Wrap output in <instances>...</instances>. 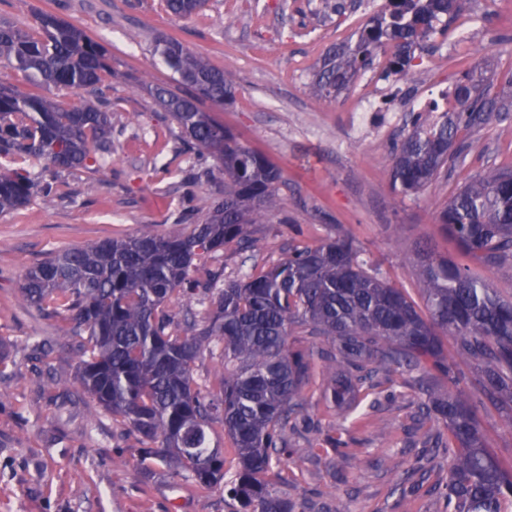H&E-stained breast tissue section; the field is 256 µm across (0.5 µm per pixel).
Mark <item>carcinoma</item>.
<instances>
[{"mask_svg": "<svg viewBox=\"0 0 512 512\" xmlns=\"http://www.w3.org/2000/svg\"><path fill=\"white\" fill-rule=\"evenodd\" d=\"M171 14L189 19L208 0H165ZM462 0H385L362 26L355 46L330 52L312 92L327 97L347 87L391 50L389 75H409L415 50L452 19ZM157 50L186 91L165 87L155 96L188 144L213 157L224 173V197L204 203L189 231L159 233L147 225L125 238L62 249L27 269L23 299L86 333L78 379L112 419L138 436L139 460L159 462L172 475L206 488L224 486L233 512H307L305 502L281 491L280 460L292 454L289 434L313 433L304 389L321 378L327 403L352 417V428L372 425L371 412L410 389L424 433L426 464L406 474L392 512L429 485L439 512H512V472L490 451L478 412L497 407L512 428V301L501 299L477 268L512 257V171L491 169L464 185L438 213V223L467 263L419 250L424 309L364 268L353 238L338 233L315 247L293 246L269 268L244 276L207 271L200 260L229 244L251 247L252 226L279 205L280 169L254 153L204 110L224 105L235 86L224 72L175 38ZM27 73L33 86L98 91L109 69L102 46L67 18L43 12L29 31L0 21V61ZM459 106L430 127L412 121L390 158L393 185L415 193L436 180L458 151L460 127L485 120V91L459 83L449 92ZM112 145L111 112L94 102L65 108L36 91L0 86V212L37 196L52 202L53 186L31 179L17 162L54 171L98 169ZM216 294L197 334L174 320L172 297ZM478 371L479 389L453 392L461 373L448 361L442 337ZM221 346L219 399L197 384L193 366L202 343ZM230 437L228 460L211 446V422ZM453 451L448 471L433 460ZM312 456L349 454L342 429L308 442ZM231 462L234 473L225 469Z\"/></svg>", "mask_w": 512, "mask_h": 512, "instance_id": "carcinoma-1", "label": "carcinoma"}]
</instances>
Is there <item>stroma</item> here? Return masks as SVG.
<instances>
[{
	"mask_svg": "<svg viewBox=\"0 0 512 512\" xmlns=\"http://www.w3.org/2000/svg\"><path fill=\"white\" fill-rule=\"evenodd\" d=\"M337 2L209 0L182 20L164 0H0V19L16 28L60 10L100 43L110 65L100 96L112 104V155L103 168L60 172L51 204L36 198L0 213V338L8 345L0 369V512H230L223 489L198 487L159 465L140 467L137 435L78 380L81 333L21 296L26 267L54 252L133 236L147 224L171 230L188 200L223 195L216 161L196 160L150 92L176 85L156 51L158 36L178 38L224 70L235 100L205 110L283 172L278 208L253 227L254 263L271 265L289 243L314 245L341 231L356 239L367 269L417 301L416 245L458 257L438 212L484 171L512 169V0H469L466 13L478 18L470 41L436 32L408 81L385 76L378 59L348 90L321 99L311 91L314 69L330 47L353 39L352 9L370 18L383 5ZM468 75L493 102L486 121L460 129L465 150L454 168L418 193H397L388 159L412 129L410 102ZM385 94L402 99L400 111L357 112L362 98ZM413 412L408 398L379 411L391 435L358 432L357 455H294L282 491L331 512H390L391 489L418 464ZM479 420L489 447L512 466V429L490 405Z\"/></svg>",
	"mask_w": 512,
	"mask_h": 512,
	"instance_id": "1",
	"label": "stroma"
}]
</instances>
